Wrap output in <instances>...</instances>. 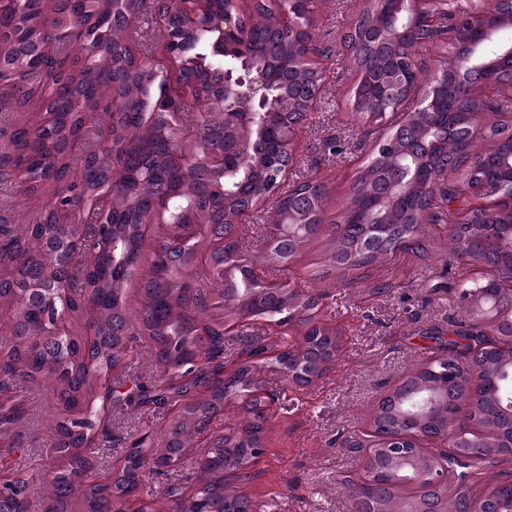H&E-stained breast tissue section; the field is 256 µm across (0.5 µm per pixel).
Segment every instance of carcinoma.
<instances>
[{
  "mask_svg": "<svg viewBox=\"0 0 512 512\" xmlns=\"http://www.w3.org/2000/svg\"><path fill=\"white\" fill-rule=\"evenodd\" d=\"M341 46L355 77L348 107L360 114L359 143L370 158L349 187L345 209L331 221V187L285 148L289 128L316 122L332 69L320 65L316 8L298 13L307 32L279 26L288 0H212L208 16L186 29L187 0H0V112H54L57 124L6 123L0 186L19 199L47 196L20 229H0V512H121L131 500L145 512H247L250 500L224 474L241 473L264 447L271 408L291 389L321 380L339 351L324 293L305 287L335 273L386 265L425 250V225H455L458 260L480 267L500 292L490 309L469 280L455 294L468 320L421 333L428 342L417 367L380 402L350 443L359 456H380L383 434L411 437L405 454L386 460L420 475L437 466L447 481L423 480L372 495L367 467L348 475L352 500L365 512H407L448 501V512L473 503L506 512L512 483L486 486L483 468L501 456L498 436L512 429V410L496 385L512 372V269L502 260L500 225L509 216L474 211V198L512 190V64L479 72L494 88L487 109L460 83L429 90L416 82L375 102L363 78L383 76L388 4L351 2ZM441 17L468 23L471 9L441 0ZM224 21L225 29L213 23ZM246 35L240 57L212 49L220 36ZM437 41L420 24L395 46L401 66L426 67L422 50ZM52 51L47 61L31 46ZM262 70L274 81L259 112L224 99V71ZM185 77L181 97L167 95ZM498 117L490 122L485 114ZM492 142L470 152L471 120ZM456 137L434 142L431 129ZM224 153V169L207 159ZM263 224L254 255L241 232ZM326 245L325 266L299 273L297 258L313 241ZM144 274L132 280L133 270ZM48 281L51 296L33 285ZM299 335L295 345L291 336ZM150 347L154 369L131 371L136 348ZM282 386L270 390L265 370ZM53 376L57 416L48 444L28 448L21 430L41 380ZM435 397L410 419L412 401ZM248 417L214 431L224 410ZM132 408L144 426L125 438L113 465L112 412ZM472 438L463 459L456 437ZM449 448L435 462L430 439ZM165 476L163 484L152 477Z\"/></svg>",
  "mask_w": 512,
  "mask_h": 512,
  "instance_id": "cac0c4a2",
  "label": "carcinoma"
}]
</instances>
